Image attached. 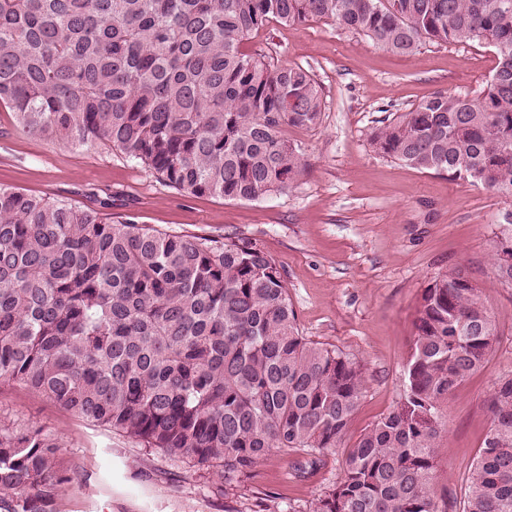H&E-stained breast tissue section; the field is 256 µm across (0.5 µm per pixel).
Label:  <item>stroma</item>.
Segmentation results:
<instances>
[{"label": "stroma", "mask_w": 512, "mask_h": 512, "mask_svg": "<svg viewBox=\"0 0 512 512\" xmlns=\"http://www.w3.org/2000/svg\"><path fill=\"white\" fill-rule=\"evenodd\" d=\"M241 49L309 69L320 85L321 124L289 128L307 160L295 186L259 201L187 197L144 166L104 145L80 148L17 131L0 114V183L29 193L96 207L168 233L257 240L281 267L297 323L308 339L359 361L366 389L344 440L387 413L403 388L424 288L451 267L478 287L501 328L487 366L448 398L434 469V491L446 512H462L466 478L491 425V395L512 377V286L491 260L504 203L481 185L409 168L378 155L370 134L385 113L406 112L436 91L477 97L496 65L479 43L426 44L403 56L325 20L298 27L275 22L249 34ZM0 419L45 426L57 437L78 479L58 512H224L223 492L202 470H190L67 413L41 395L0 386ZM275 453L240 490L238 512H307L341 473L342 456L297 478Z\"/></svg>", "instance_id": "obj_1"}]
</instances>
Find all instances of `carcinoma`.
<instances>
[{
    "label": "carcinoma",
    "mask_w": 512,
    "mask_h": 512,
    "mask_svg": "<svg viewBox=\"0 0 512 512\" xmlns=\"http://www.w3.org/2000/svg\"><path fill=\"white\" fill-rule=\"evenodd\" d=\"M322 19L398 55L493 48L477 98L433 92L370 143L508 204L492 261L512 286V0H0V112L33 137L104 143L184 196L258 201L294 186L305 152L284 129L316 127L323 101L309 69L240 45L271 21ZM107 206L0 184V385L205 469L226 497L274 450L298 472L336 452L365 372L302 336L274 259L250 239L106 222ZM414 325L403 393L308 512H443L448 397L501 332L457 267L424 289ZM491 407L462 512H512V377ZM76 479L57 438L0 424V512H56Z\"/></svg>",
    "instance_id": "cac0c4a2"
}]
</instances>
